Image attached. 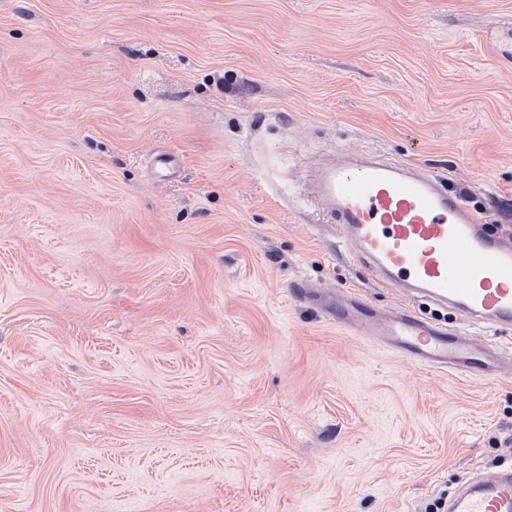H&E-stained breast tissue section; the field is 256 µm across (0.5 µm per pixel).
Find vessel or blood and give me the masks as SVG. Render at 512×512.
I'll return each instance as SVG.
<instances>
[{"label": "vessel or blood", "instance_id": "vessel-or-blood-1", "mask_svg": "<svg viewBox=\"0 0 512 512\" xmlns=\"http://www.w3.org/2000/svg\"><path fill=\"white\" fill-rule=\"evenodd\" d=\"M310 197L336 224L341 246L379 284L399 289L401 306L383 310L356 291L316 295L338 323L422 368L471 379L504 376L495 348L422 316L419 302L458 314L495 333L512 332V235L491 231L444 179L375 155L344 154L311 168ZM447 512H512V470L460 485Z\"/></svg>", "mask_w": 512, "mask_h": 512}]
</instances>
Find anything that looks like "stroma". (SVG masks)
I'll list each match as a JSON object with an SVG mask.
<instances>
[{
	"instance_id": "stroma-1",
	"label": "stroma",
	"mask_w": 512,
	"mask_h": 512,
	"mask_svg": "<svg viewBox=\"0 0 512 512\" xmlns=\"http://www.w3.org/2000/svg\"><path fill=\"white\" fill-rule=\"evenodd\" d=\"M512 0H0V512H431L512 467V376L383 351L305 165L512 231ZM175 157L156 179L154 155Z\"/></svg>"
}]
</instances>
